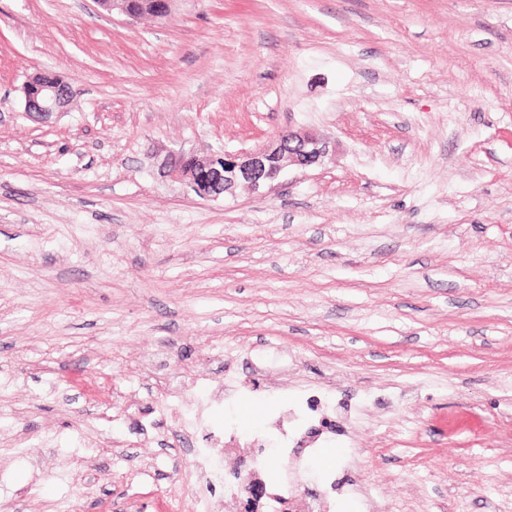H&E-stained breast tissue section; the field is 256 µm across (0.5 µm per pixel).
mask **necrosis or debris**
Masks as SVG:
<instances>
[{"mask_svg": "<svg viewBox=\"0 0 512 512\" xmlns=\"http://www.w3.org/2000/svg\"><path fill=\"white\" fill-rule=\"evenodd\" d=\"M164 387L168 398L162 407L163 413L178 416V427L182 432L204 431L208 434L204 447L195 450L192 461L199 512H210V500L215 492L237 498L244 485L257 481L265 466L263 451L268 441H275L279 455L285 458L293 448L306 447L311 452H320L331 440L330 432L321 429L326 415L336 409V395L329 391L319 397L307 392L299 394L290 423L275 422L267 436H245L232 429L208 431L206 410L188 400L187 389L169 381ZM233 453L238 456L235 468H221L220 459Z\"/></svg>", "mask_w": 512, "mask_h": 512, "instance_id": "1", "label": "necrosis or debris"}]
</instances>
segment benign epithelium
Returning a JSON list of instances; mask_svg holds the SVG:
<instances>
[{
  "mask_svg": "<svg viewBox=\"0 0 512 512\" xmlns=\"http://www.w3.org/2000/svg\"><path fill=\"white\" fill-rule=\"evenodd\" d=\"M107 12H116L131 20L140 12L130 0H96ZM27 114L42 121L62 113L72 100L69 87L49 78L44 72L27 77L23 85ZM335 145L310 128L288 129L278 133L273 142L253 152L224 154V159L181 155L165 164L167 175L186 179L202 197L234 195L240 187L263 189L277 180L290 166L322 165L335 153Z\"/></svg>",
  "mask_w": 512,
  "mask_h": 512,
  "instance_id": "benign-epithelium-1",
  "label": "benign epithelium"
}]
</instances>
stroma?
I'll list each match as a JSON object with an SVG mask.
<instances>
[{
    "label": "stroma",
    "instance_id": "35a3bbf8",
    "mask_svg": "<svg viewBox=\"0 0 512 512\" xmlns=\"http://www.w3.org/2000/svg\"><path fill=\"white\" fill-rule=\"evenodd\" d=\"M77 94L50 122L21 87ZM307 127L334 160L202 198L169 154ZM350 406L268 483L335 512H512V0H0V512H198L154 374ZM261 417L247 424L245 407Z\"/></svg>",
    "mask_w": 512,
    "mask_h": 512
}]
</instances>
